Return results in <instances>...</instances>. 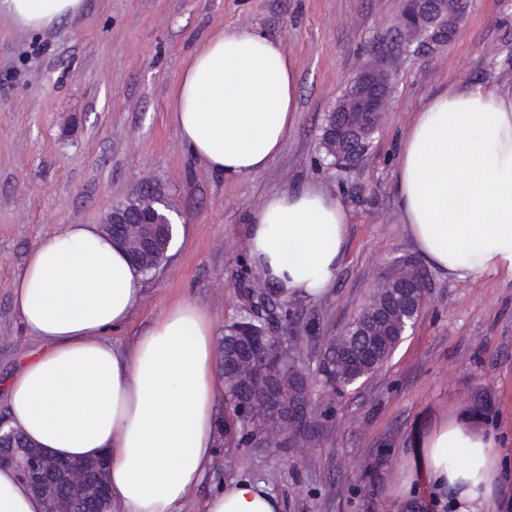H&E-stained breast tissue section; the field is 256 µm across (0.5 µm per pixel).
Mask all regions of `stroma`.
<instances>
[{
	"label": "stroma",
	"mask_w": 512,
	"mask_h": 512,
	"mask_svg": "<svg viewBox=\"0 0 512 512\" xmlns=\"http://www.w3.org/2000/svg\"><path fill=\"white\" fill-rule=\"evenodd\" d=\"M401 0H86L76 20L22 32L0 18V383L36 342L11 301L29 250L64 224H97L143 192L177 215L182 244L130 322V344L165 305L189 298L217 327L248 307L251 218L274 191L319 183L349 214L348 243L331 291L292 298L279 335L299 351L320 429L301 448L223 451L215 481L269 482L287 512H410L388 494L418 427L455 412L480 418L506 460L499 499L512 500V279L473 283L427 270L426 303L389 363L337 392L320 372L325 347L401 257L418 252L401 221V138L448 87L512 85V0H477L462 31L432 53L396 35ZM253 28L278 41L297 74L295 121L262 172L227 177L192 158L173 121L182 75L213 35ZM374 54L392 60L394 102L363 158L323 164L321 136L336 100Z\"/></svg>",
	"instance_id": "stroma-1"
}]
</instances>
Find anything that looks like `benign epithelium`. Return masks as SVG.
I'll use <instances>...</instances> for the list:
<instances>
[{
	"instance_id": "1",
	"label": "benign epithelium",
	"mask_w": 512,
	"mask_h": 512,
	"mask_svg": "<svg viewBox=\"0 0 512 512\" xmlns=\"http://www.w3.org/2000/svg\"><path fill=\"white\" fill-rule=\"evenodd\" d=\"M474 3L404 0L397 25L401 44L416 48L418 53L446 47L461 32ZM395 88L396 72L386 57L366 61L334 107V111L349 116L354 125L333 129V138L353 139L357 123L365 117L372 120L369 129L377 132L390 109ZM157 224H172L170 214L159 213L154 202H144L139 195L112 206L104 216L107 232H112L115 225L121 226L118 241L130 256L145 250L152 227ZM425 301L426 290L418 289L411 280L402 288L397 278L388 275L377 283L360 314L378 322L393 320L402 333L414 323ZM234 376L247 389L250 417L262 429L254 445L299 447L302 432L296 429L294 412L310 404L308 378L289 362L260 371L252 359L239 361ZM6 424L0 419V465L14 467L30 483L44 498L47 512H87L90 506L93 512H117L98 461L59 458L27 442L21 431L4 430Z\"/></svg>"
}]
</instances>
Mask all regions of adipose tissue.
Segmentation results:
<instances>
[{
	"label": "adipose tissue",
	"instance_id": "ef3b65f1",
	"mask_svg": "<svg viewBox=\"0 0 512 512\" xmlns=\"http://www.w3.org/2000/svg\"><path fill=\"white\" fill-rule=\"evenodd\" d=\"M85 0H0L24 31L74 20ZM297 81L281 44L249 28L212 37L179 84L173 118L192 157L227 176L266 169L294 121ZM402 222L448 278H512V86L455 85L417 112L401 140ZM349 216L311 184L269 195L253 214L248 257L285 296L332 288ZM145 277L94 224H66L37 243L12 284L13 306L39 350L6 384L9 426L71 460L106 457L120 512H185L212 477L224 376L207 308L169 305L127 347L110 335L139 304ZM495 438L471 414L418 431L393 486L420 512H494ZM200 501V500H197ZM201 512H285L264 481L216 484ZM15 470L0 469V512H45Z\"/></svg>",
	"mask_w": 512,
	"mask_h": 512
}]
</instances>
